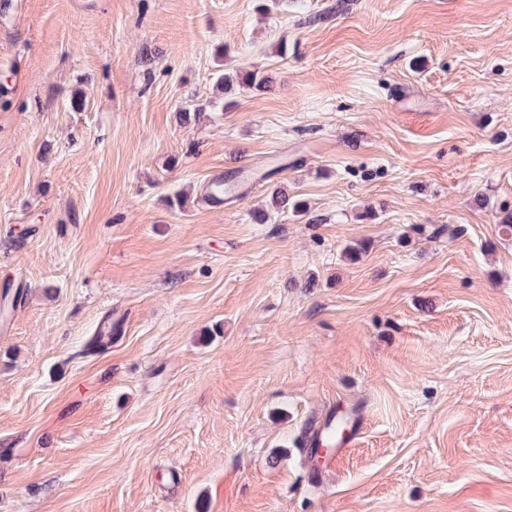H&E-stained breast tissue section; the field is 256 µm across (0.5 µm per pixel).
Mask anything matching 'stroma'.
I'll return each mask as SVG.
<instances>
[{"mask_svg":"<svg viewBox=\"0 0 512 512\" xmlns=\"http://www.w3.org/2000/svg\"><path fill=\"white\" fill-rule=\"evenodd\" d=\"M257 4L0 0V512H512V0ZM234 79L239 85L247 88L260 90L265 88L269 83L268 77L261 75L258 71H246L241 73L235 70V75L222 74L216 78L214 87L219 93L225 94L228 90L233 89ZM349 425V419L345 416H333L331 417L325 427V432L316 441L315 448H312L310 458L313 459L316 455L319 447L332 448L342 441V433L347 430Z\"/></svg>","mask_w":512,"mask_h":512,"instance_id":"stroma-1","label":"stroma"}]
</instances>
